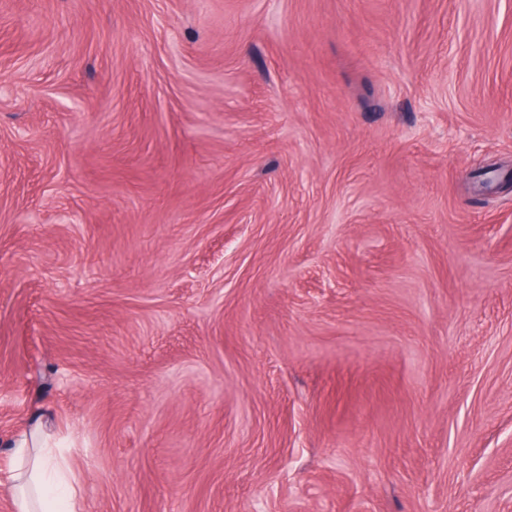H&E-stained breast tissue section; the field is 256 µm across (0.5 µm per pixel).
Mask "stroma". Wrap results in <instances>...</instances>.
<instances>
[{"label":"stroma","instance_id":"stroma-1","mask_svg":"<svg viewBox=\"0 0 512 512\" xmlns=\"http://www.w3.org/2000/svg\"><path fill=\"white\" fill-rule=\"evenodd\" d=\"M512 512V0H0V512ZM13 457L19 460L12 481L15 512H82L78 490L67 486L62 510H57L50 497L48 475L66 480V466L54 448H32L28 436L14 442Z\"/></svg>","mask_w":512,"mask_h":512}]
</instances>
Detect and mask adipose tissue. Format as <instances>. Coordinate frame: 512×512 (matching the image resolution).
Masks as SVG:
<instances>
[{"instance_id":"ef3b65f1","label":"adipose tissue","mask_w":512,"mask_h":512,"mask_svg":"<svg viewBox=\"0 0 512 512\" xmlns=\"http://www.w3.org/2000/svg\"><path fill=\"white\" fill-rule=\"evenodd\" d=\"M13 456L18 460L12 481L15 512H54L48 476L65 479L64 461L51 448L32 447L29 438L15 441Z\"/></svg>"}]
</instances>
